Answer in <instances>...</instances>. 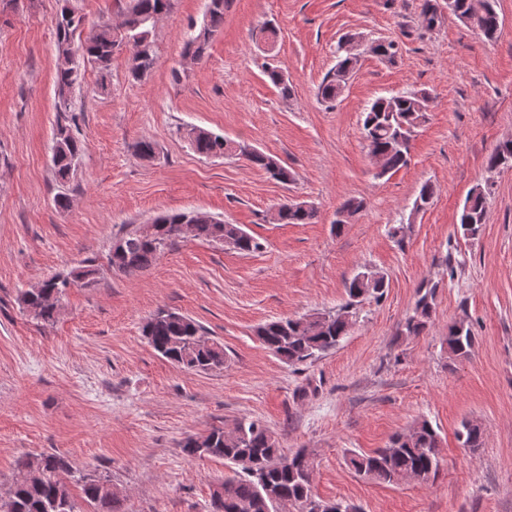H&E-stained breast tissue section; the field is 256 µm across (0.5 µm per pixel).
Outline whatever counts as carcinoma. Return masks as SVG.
Returning a JSON list of instances; mask_svg holds the SVG:
<instances>
[{"label":"carcinoma","instance_id":"obj_1","mask_svg":"<svg viewBox=\"0 0 512 512\" xmlns=\"http://www.w3.org/2000/svg\"><path fill=\"white\" fill-rule=\"evenodd\" d=\"M228 0H207L203 29L190 35L185 41L184 54L200 61L205 56L210 39L224 25V10ZM435 0H422L418 16L422 28L431 30L435 21ZM173 0H129L121 12L117 24L107 21L102 31L93 38L74 43L76 31L82 24L81 17L69 9L62 10L56 22L57 47H69L75 56L69 68L57 67L56 109L62 113L72 111V90L80 78V68L87 65L100 74V89L107 87L114 53L126 48L130 52L128 73L134 80L150 74L158 64L156 49L136 52L142 41L154 43L153 32L158 20L168 14ZM477 27L488 37L499 30V16L494 0H484V10L476 18ZM336 67L319 84L317 97L324 101L335 99L345 81L339 75L349 72L351 59L343 50V42L336 46ZM269 80L280 89L283 97L291 96V87L275 67H267ZM429 96L422 92H402L391 97H380L366 108L362 122L363 137L368 153L383 159L382 174L398 170L408 164L410 139L414 129L426 118ZM193 150L204 157L238 153L255 167L268 173L273 179L288 183L294 181V173L276 157L260 150L227 139L209 130L194 134L188 131ZM83 152L82 141L73 133L70 121L59 122L53 138V169L56 179L64 183L74 174ZM512 163V139L497 145L488 158V166L496 168L503 162ZM488 192L475 186L467 195L458 215L457 225L462 234L475 237L486 223ZM280 222L284 224H309L317 216L312 205L299 207L293 202L278 205ZM155 238L146 239L138 231V225L124 226V238L120 254H108V268L128 276L151 267L168 245L181 236L180 226L191 227V237L211 243L224 238L236 245V252L244 255L262 248L257 238L237 224L217 223L198 211H172L157 215ZM82 270V285L97 282L100 267L85 259L63 272L56 273L42 282L43 288L35 293L22 292L18 303L22 309H34V316L43 322L55 320L58 308L47 302L46 296L63 297L74 286L69 279L75 270ZM387 288L384 275L369 270L356 273L345 282L348 296L346 305L335 314L307 315L299 318H283L267 322L256 329L262 345L283 362L296 365L313 361L335 349L349 335L351 321L346 316L351 308L362 300L383 295ZM438 284L426 282L417 291L412 314L402 328L408 336H418L427 328L435 308ZM143 336L149 345L176 366L194 372L221 370L227 362L224 345L209 339L198 322L176 312H161L143 326ZM475 337L465 320L448 326L445 339L449 353L464 357L474 345ZM237 435L224 438V429L215 427L203 435H191L182 443V451L190 458L222 459L237 465L240 458H247L260 477L249 473L224 479V493H212L208 512H276V502L288 500L296 503L311 501L322 512H356V509L340 502L317 500L312 494V476L306 454L298 451L288 455L280 448L275 433L259 420L242 419L236 423ZM458 438L474 450L482 447L483 429L471 420L461 422ZM441 441L437 431L426 420L414 424L406 433L395 436L391 443L370 454L349 452L346 464L359 476L378 483L397 484L411 477L420 485L435 481L440 471ZM30 471L44 474L33 481L14 480L6 496L0 497V512H124L121 499L109 490L108 480L77 478L81 483V496L75 497L69 484L61 476L72 473L71 462L66 455L51 453L33 457L21 464Z\"/></svg>","mask_w":512,"mask_h":512}]
</instances>
